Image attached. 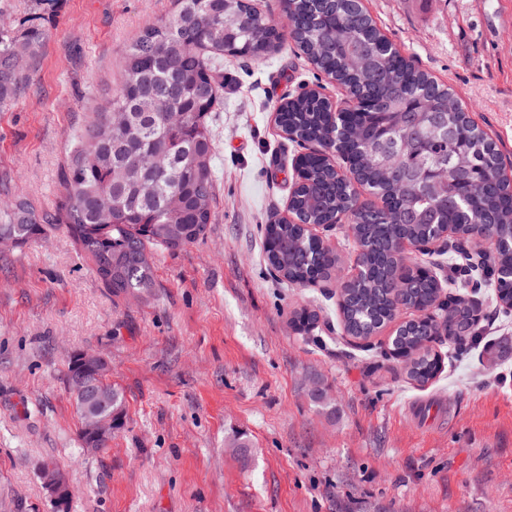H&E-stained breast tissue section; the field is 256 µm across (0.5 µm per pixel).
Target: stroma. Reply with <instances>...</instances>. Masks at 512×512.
Returning a JSON list of instances; mask_svg holds the SVG:
<instances>
[{"label": "stroma", "instance_id": "35a3bbf8", "mask_svg": "<svg viewBox=\"0 0 512 512\" xmlns=\"http://www.w3.org/2000/svg\"><path fill=\"white\" fill-rule=\"evenodd\" d=\"M284 40L263 63L225 57L212 222L203 240L154 254L150 295L114 296L64 227L0 246V512H54L38 473L67 474L69 512H512V310L475 295L485 347L448 356L426 386L348 343L340 282L357 272L341 228L329 280L282 284L262 227L288 213L300 147L276 108L323 85L288 36L283 0H254ZM389 41L450 86L512 163V0H364ZM174 0H0V31L36 30L25 79L0 106V213L64 200L77 137L122 80L126 47ZM319 315L316 339L289 326ZM102 357L125 425L85 452L68 382L72 353ZM327 391L329 409L309 398ZM250 441L241 458L235 438Z\"/></svg>", "mask_w": 512, "mask_h": 512}]
</instances>
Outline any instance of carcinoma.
<instances>
[{
    "label": "carcinoma",
    "instance_id": "1",
    "mask_svg": "<svg viewBox=\"0 0 512 512\" xmlns=\"http://www.w3.org/2000/svg\"><path fill=\"white\" fill-rule=\"evenodd\" d=\"M176 3L170 20L145 28L126 50L121 84L69 159L57 212L40 217L18 201L9 223L0 224V233L20 245L39 238L46 224L64 225L115 296L151 294L152 251L205 237L212 221L215 150L207 117L222 100L221 62L226 55L259 62L281 44L250 0L237 4L241 15L227 44L224 0ZM288 7L296 20L291 35L296 46L318 71L353 90L360 104L334 124L328 117L330 100L317 89L280 104L278 126L307 146V153L290 199L297 223L265 225L266 260L290 287L328 278L336 257L306 225L347 217L357 260L370 266L372 275L341 288L337 306L343 329L355 339L374 337L394 314V295L403 309H432L430 321L409 324L394 341L408 378L423 385L441 369L433 342L446 337L453 352L468 350L472 332L465 324L473 304L444 291L423 266L400 273L402 258L394 251L402 240L426 245L446 224H458L463 232L491 224L502 241L492 270L512 266V186L501 177L497 150L463 131L473 123L466 111L448 116L456 136L432 135L452 90L411 64L354 0H288ZM39 46L34 30L21 39L0 32V104L9 102L23 82L13 70L15 61L34 57ZM115 111L132 117L118 137L107 120ZM372 130L396 137L411 133L415 150L398 158L384 155L367 141ZM329 149L360 171L365 186L386 206H355L353 187L338 178ZM445 158L452 160L445 182L430 186L406 175ZM511 287L490 274L473 285L476 291L493 289L499 301ZM95 381L101 392L97 410L123 427V392L103 374Z\"/></svg>",
    "mask_w": 512,
    "mask_h": 512
}]
</instances>
